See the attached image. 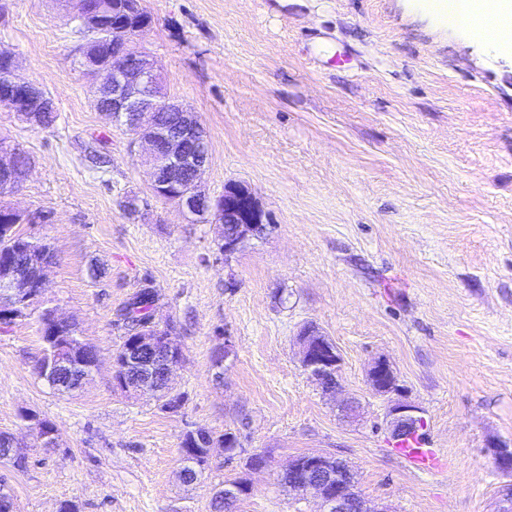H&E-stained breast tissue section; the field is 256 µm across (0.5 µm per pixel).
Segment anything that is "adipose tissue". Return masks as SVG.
I'll return each instance as SVG.
<instances>
[{
	"instance_id": "adipose-tissue-1",
	"label": "adipose tissue",
	"mask_w": 512,
	"mask_h": 512,
	"mask_svg": "<svg viewBox=\"0 0 512 512\" xmlns=\"http://www.w3.org/2000/svg\"><path fill=\"white\" fill-rule=\"evenodd\" d=\"M434 10L450 13L457 27L489 34L512 48V0H430Z\"/></svg>"
}]
</instances>
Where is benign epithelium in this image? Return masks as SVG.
<instances>
[{"mask_svg": "<svg viewBox=\"0 0 512 512\" xmlns=\"http://www.w3.org/2000/svg\"><path fill=\"white\" fill-rule=\"evenodd\" d=\"M132 36L118 46L119 63L112 66L109 78L99 77L94 105L105 113L112 124L129 132L142 147L140 160L150 174L151 185L158 196L168 189L178 188L185 176L191 177V190L180 191L173 199L183 211L193 216H208L216 224H233V231H223L224 261H229L240 244L249 236L264 234L269 225L251 189L242 182L224 184V191L212 197L201 190V179L209 163L210 143L207 134L191 109L166 99L162 93L161 74L143 53L129 48ZM0 60L9 68L0 72V106L16 113L24 121L35 112H53L55 105L50 96L37 84L20 77L13 57L0 51ZM178 110L186 115L188 125L176 132H168L160 123L161 111ZM13 165L10 148L0 149V175L5 176V186L13 190L18 182L9 178ZM53 260L39 262V279L32 285L23 277L0 281V318L17 319L27 314L34 301L42 294L46 272ZM42 334L54 344L45 371L48 373H77L87 379L86 365L73 358L69 337L63 330L72 322L57 310L48 309L40 317ZM175 340L171 324L150 322L122 353L124 373L136 376L132 394H156L155 372L166 368L167 385H174L176 364L171 357ZM300 363L304 370L321 386L323 391L334 393L339 386L341 356L328 336L314 327L304 328L298 336ZM369 385L373 392L387 396L397 395L389 407L387 424L391 435H397L418 426L423 417L421 409L402 394L395 373L385 359L374 362L369 370ZM33 435L40 437L46 448L57 446V432L36 417L28 420ZM332 460L323 453H313L304 461L288 465L291 483L288 489L296 493L314 492L321 501V512H383L360 497L355 489L344 484L331 473ZM496 468L503 474L512 473V450L500 447L495 452Z\"/></svg>", "mask_w": 512, "mask_h": 512, "instance_id": "obj_1", "label": "benign epithelium"}]
</instances>
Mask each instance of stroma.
<instances>
[{
  "label": "stroma",
  "instance_id": "1",
  "mask_svg": "<svg viewBox=\"0 0 512 512\" xmlns=\"http://www.w3.org/2000/svg\"><path fill=\"white\" fill-rule=\"evenodd\" d=\"M142 5L152 23L132 49L209 134L202 190L245 183L273 229L224 262L221 226L157 196L130 134L94 108L74 9L0 0V48L57 112L39 129L0 110V138L31 159L0 204L28 211L21 232L55 252L29 316L0 333V431L25 459L0 462V481L18 512H213L214 490L234 481L249 486L234 512H319L314 493L280 482L309 453L344 461L381 512H497L494 453L512 447V50L424 0ZM146 284L184 352L174 411L113 378L116 313ZM46 307L98 351L71 393L37 374ZM308 324L341 355L338 396L301 366ZM228 339L218 379L212 356ZM379 359L421 408L443 467L396 451L389 399L368 384ZM350 397L353 420L337 408ZM25 411L57 425V447L35 444ZM198 428L235 431L243 450L212 448L187 484L181 442Z\"/></svg>",
  "mask_w": 512,
  "mask_h": 512
}]
</instances>
